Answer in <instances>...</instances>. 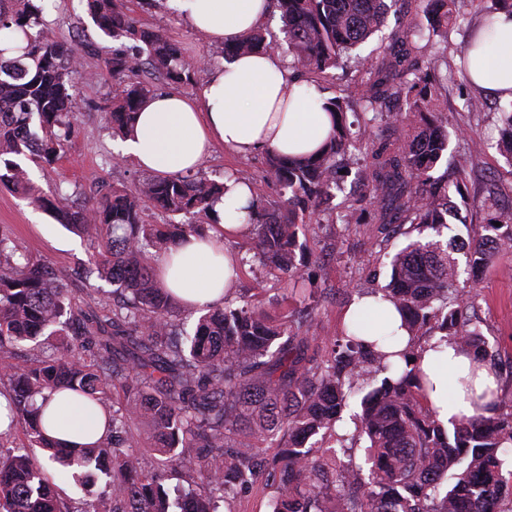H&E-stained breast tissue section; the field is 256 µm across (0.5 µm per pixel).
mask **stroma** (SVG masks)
<instances>
[{
    "label": "stroma",
    "mask_w": 512,
    "mask_h": 512,
    "mask_svg": "<svg viewBox=\"0 0 512 512\" xmlns=\"http://www.w3.org/2000/svg\"><path fill=\"white\" fill-rule=\"evenodd\" d=\"M126 6L140 24L164 28L182 49L210 57L213 65L223 63V47L210 43L203 34L193 30L174 0H126ZM44 19L47 36L73 48L80 61L81 76L73 88L80 109L71 120L65 153L52 165L31 166L32 180L48 195L60 186L76 196L105 183L135 188L149 179L150 174L117 155L116 136L103 118L115 87L111 76L102 72L103 60L114 46L112 39L93 25L84 0H47ZM302 81L326 100L335 97L346 84L355 82L366 86L372 78L357 60L351 59L343 70L337 71L335 78L325 79L306 72ZM476 93V87L458 76L449 82L447 91L439 98V109L448 117V163L463 171L469 185L468 199L456 201L448 215V228L444 232L448 240L466 235L469 227L479 224L484 215L481 205L488 190H495L499 198H512V170L496 148L499 108L506 100L488 97L485 110L470 117L461 107ZM462 124L468 126V134L459 133ZM265 170V153L240 156L217 145L197 174L220 181L225 172L243 173L267 202H278L277 193L264 180ZM1 225L8 228L21 252L56 269L68 288L84 294L102 287V280L89 273L94 253L92 242L5 188H0ZM375 235V225L347 226L337 222L335 214H327L319 227L300 239L305 255L312 262L309 282L292 286L284 278L274 277L250 262L240 269L235 294L259 302L274 314L303 307L305 297H314L317 336L337 335L343 326L345 309L357 296L387 283L389 255L406 242L405 237H397L383 252L373 244ZM458 286L461 291L473 289L478 293L475 318L496 353L501 405L512 406V251L501 254L491 267L480 272L477 280L460 276Z\"/></svg>",
    "instance_id": "1"
}]
</instances>
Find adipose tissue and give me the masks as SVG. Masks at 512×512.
Wrapping results in <instances>:
<instances>
[{"instance_id":"obj_1","label":"adipose tissue","mask_w":512,"mask_h":512,"mask_svg":"<svg viewBox=\"0 0 512 512\" xmlns=\"http://www.w3.org/2000/svg\"><path fill=\"white\" fill-rule=\"evenodd\" d=\"M177 2L190 27L216 45L257 30L271 6V0ZM484 42L485 50L471 62L474 83L492 94H512V16L499 14ZM331 127L321 100L293 82L291 70L277 57L260 52L215 68L198 100L177 92L148 98L121 138L119 152L141 169L174 176L195 171L216 143L241 156L271 150L309 154L321 147ZM250 200L247 187L229 185L212 206L218 230L176 241L157 260L163 287L198 307L221 302L238 264L237 254L225 250L224 237L240 229ZM349 311L363 314L368 323L363 338L369 342L379 331H395L401 324L389 302L371 296L358 299ZM419 366L434 386L428 400L441 422L490 414L497 401L494 372L476 366L468 352L435 336L425 343ZM45 428L49 437L65 443L88 444L100 434L92 412L65 403L58 414L46 415Z\"/></svg>"}]
</instances>
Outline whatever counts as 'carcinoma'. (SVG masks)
I'll use <instances>...</instances> for the list:
<instances>
[{
  "label": "carcinoma",
  "instance_id": "obj_1",
  "mask_svg": "<svg viewBox=\"0 0 512 512\" xmlns=\"http://www.w3.org/2000/svg\"><path fill=\"white\" fill-rule=\"evenodd\" d=\"M457 0H427L425 22H404L390 36L398 47L384 65L364 60L374 81L366 90L347 86L324 102L333 129L321 151L309 157L267 154L268 178L280 204L255 194L245 220L254 258L295 282L310 279L297 261L302 224H318L338 189L339 158L350 149L365 155L367 205L378 212L381 247L410 224L417 237L389 258V281L377 290L402 316L411 339L465 344L482 362L494 360L470 310L476 295L462 297L459 265L439 237L448 224V176H434L448 153V128L433 109L435 95L464 66L438 78L430 56L437 41L448 46ZM87 12L105 36L132 42L116 49L106 67L118 86L105 118L122 133L151 90L122 83L129 72L148 70L184 85L211 65L190 57L161 28L130 16L123 0H86ZM291 69L326 75L347 54L380 31L385 0H276ZM40 0H0V30L23 34L20 55L0 56V186L26 197L59 223L97 241L90 273L112 283L118 298L82 301L45 263L17 254L0 229V396L6 400L0 430V512H234L238 493L264 482L271 512H512V410L463 419L447 429L422 393L415 346L392 354L363 341L365 326L346 325L320 341L307 308L270 315L246 297L224 301L185 329L173 319L174 299L156 278L155 257L176 240L200 234L191 218L211 213L224 183L189 174L156 176L131 190L99 187L80 202L59 188L46 196L33 186L27 162L52 164L65 152L70 118L79 110L71 93L80 76L73 50L34 28L43 25ZM512 15V0H490L481 22ZM255 31L224 47L227 56L265 51ZM391 100L406 110L392 112ZM355 121L349 123L347 113ZM497 149L512 174V102L501 109ZM394 123L405 130L393 149L354 126ZM151 202L181 222L145 224ZM481 233L469 242L472 270L512 250V204L489 200ZM363 381L368 391L355 415V432L337 423ZM125 401L117 404V390ZM72 392L99 406L106 431L93 443L63 447L45 432L52 396ZM159 464L196 488L170 497L156 470H145L134 452L142 431ZM23 436L25 443L13 444ZM339 444L364 440L363 467L336 463ZM60 474L102 476L107 490L83 507L63 499L47 464Z\"/></svg>",
  "mask_w": 512,
  "mask_h": 512
}]
</instances>
